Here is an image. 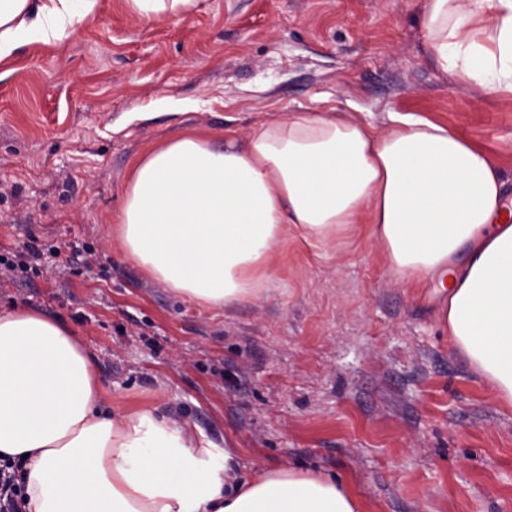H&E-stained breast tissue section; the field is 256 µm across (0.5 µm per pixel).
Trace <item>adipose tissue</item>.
<instances>
[{"label":"adipose tissue","instance_id":"ef3b65f1","mask_svg":"<svg viewBox=\"0 0 512 512\" xmlns=\"http://www.w3.org/2000/svg\"><path fill=\"white\" fill-rule=\"evenodd\" d=\"M97 0H0V61L19 40L61 42ZM431 62L512 101V0H425ZM489 156L448 126L389 113L298 114L245 142L182 135L142 153L116 239L156 281L206 308L255 298L289 230L329 251L367 234L385 262L432 286L453 346L512 405V205ZM0 455L24 463L27 512H364L336 480L253 475L229 449L143 408L105 407L78 335L0 310Z\"/></svg>","mask_w":512,"mask_h":512}]
</instances>
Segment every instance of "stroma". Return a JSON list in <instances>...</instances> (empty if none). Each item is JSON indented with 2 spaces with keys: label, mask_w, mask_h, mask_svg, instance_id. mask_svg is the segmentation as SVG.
Masks as SVG:
<instances>
[{
  "label": "stroma",
  "mask_w": 512,
  "mask_h": 512,
  "mask_svg": "<svg viewBox=\"0 0 512 512\" xmlns=\"http://www.w3.org/2000/svg\"><path fill=\"white\" fill-rule=\"evenodd\" d=\"M425 0H199L174 21L98 0L61 43L0 61V307L75 331L117 415L144 407L232 449L242 472L336 478L365 512H512V406L452 346L429 288L358 236L291 232L261 297L205 308L117 244L129 171L185 133L246 139L330 109L400 112L483 149L512 184V103L454 85ZM36 240L44 258L25 267ZM91 249L92 266L68 262Z\"/></svg>",
  "instance_id": "obj_1"
}]
</instances>
